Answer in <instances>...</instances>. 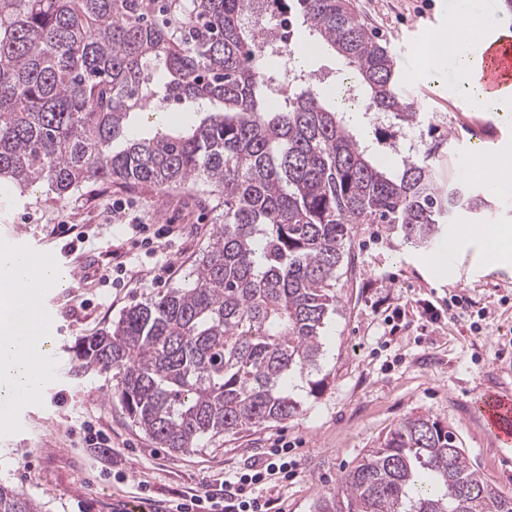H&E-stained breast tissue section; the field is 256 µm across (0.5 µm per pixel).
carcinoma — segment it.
Returning a JSON list of instances; mask_svg holds the SVG:
<instances>
[{"label": "carcinoma", "mask_w": 512, "mask_h": 512, "mask_svg": "<svg viewBox=\"0 0 512 512\" xmlns=\"http://www.w3.org/2000/svg\"><path fill=\"white\" fill-rule=\"evenodd\" d=\"M346 66L366 106L401 125L417 112L397 88L394 56L349 0H270ZM252 0H0V189L45 182L63 197L90 181L203 183L224 198L222 224L189 283L128 310L83 341L88 366L114 370L112 397L161 448L286 421L288 380L317 366L335 310L336 273L357 224H385L406 246L436 243L459 210L488 200L442 187L428 157L372 161L343 112L296 62L255 58ZM219 101L179 131L131 138L130 116L158 96ZM456 432L409 416L339 481L318 512H512L469 462ZM0 512H39L0 484Z\"/></svg>", "instance_id": "obj_1"}]
</instances>
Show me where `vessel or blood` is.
I'll use <instances>...</instances> for the list:
<instances>
[{"mask_svg":"<svg viewBox=\"0 0 512 512\" xmlns=\"http://www.w3.org/2000/svg\"><path fill=\"white\" fill-rule=\"evenodd\" d=\"M479 53V80L492 94L512 93V35L495 27L480 28L473 34ZM474 414L496 439L499 447H512V392L482 391L472 402Z\"/></svg>","mask_w":512,"mask_h":512,"instance_id":"vessel-or-blood-1","label":"vessel or blood"}]
</instances>
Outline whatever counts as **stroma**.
<instances>
[{
    "instance_id": "stroma-1",
    "label": "stroma",
    "mask_w": 512,
    "mask_h": 512,
    "mask_svg": "<svg viewBox=\"0 0 512 512\" xmlns=\"http://www.w3.org/2000/svg\"><path fill=\"white\" fill-rule=\"evenodd\" d=\"M350 2L399 71L415 76L404 86L419 112L414 125L401 128L391 117L378 122L370 112L348 115L377 160L397 169L390 144L408 131L444 184L464 181L473 126L483 127L490 146L512 151V124L494 110L460 105L465 89L452 64L419 72L421 45L434 28L447 26L455 0ZM116 202L128 203L151 230L177 232L175 243L160 245L174 266L165 281L142 279L139 260L131 258L123 282L108 285L112 252L128 233L112 221ZM223 207L203 185L166 191L149 183L89 182L60 198L39 184L21 196L0 195V242L20 227L46 242L50 258H61L64 241L51 229L65 213L85 232L73 258L91 256L99 273L87 285L42 297L53 325L47 379L40 396L0 428V483L40 503L43 512H72L78 504L86 512H113V499L123 496L166 507L210 490L214 479L245 467L283 437L298 461L296 478L279 492L285 512H317L326 492L390 427L426 414L452 426L472 465L512 497V462L471 408L475 392L512 390V258L487 263L472 240L452 259L444 242L412 248L385 225H357L336 274V310L322 333L319 369L293 378L290 393L301 407L287 421L206 439L188 453L157 447L132 423L112 398V371L84 368L78 347L130 305L186 284ZM457 296L462 306H455ZM85 424L104 437L108 452L83 446Z\"/></svg>"
}]
</instances>
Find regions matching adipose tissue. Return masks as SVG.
Returning a JSON list of instances; mask_svg holds the SVG:
<instances>
[{
    "label": "adipose tissue",
    "mask_w": 512,
    "mask_h": 512,
    "mask_svg": "<svg viewBox=\"0 0 512 512\" xmlns=\"http://www.w3.org/2000/svg\"><path fill=\"white\" fill-rule=\"evenodd\" d=\"M468 28L449 24L432 42L426 62L434 69L453 59L462 80L476 84ZM53 266L30 255L18 268L0 258V406L12 407L37 398L45 382L43 352L51 343L50 322L40 304L42 294L57 287Z\"/></svg>",
    "instance_id": "ef3b65f1"
}]
</instances>
